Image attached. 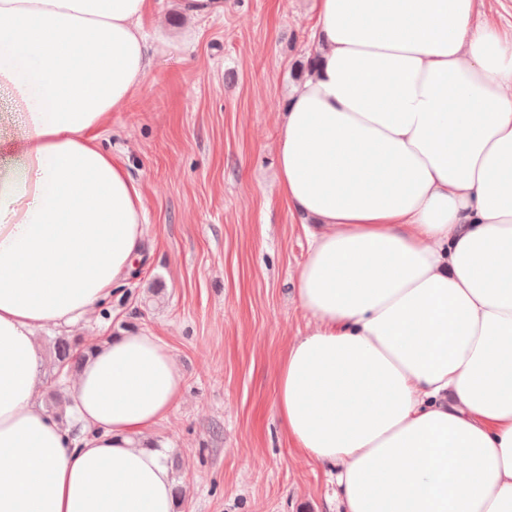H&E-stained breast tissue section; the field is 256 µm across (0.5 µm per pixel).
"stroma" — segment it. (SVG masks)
<instances>
[{
    "instance_id": "35a3bbf8",
    "label": "stroma",
    "mask_w": 512,
    "mask_h": 512,
    "mask_svg": "<svg viewBox=\"0 0 512 512\" xmlns=\"http://www.w3.org/2000/svg\"><path fill=\"white\" fill-rule=\"evenodd\" d=\"M152 13L165 43L102 132L143 188L140 274L106 314L37 340L164 338L185 375L153 432L179 459L176 512H336L326 469L290 448L275 411L279 359L307 325L294 285L307 240L278 196L273 143L317 51L311 0H224L223 14L194 19L154 0Z\"/></svg>"
}]
</instances>
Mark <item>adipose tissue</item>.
Segmentation results:
<instances>
[{
    "mask_svg": "<svg viewBox=\"0 0 512 512\" xmlns=\"http://www.w3.org/2000/svg\"><path fill=\"white\" fill-rule=\"evenodd\" d=\"M152 0H0V512H174L153 447L181 401L167 343L89 345L72 437L35 334L142 261L146 206L100 134L151 67ZM317 61L280 114V198L306 227L307 330L276 373L295 451L342 512H512V28L477 0H314ZM20 133V120L8 97L0 93V169L16 164L15 154L10 149L11 141Z\"/></svg>",
    "mask_w": 512,
    "mask_h": 512,
    "instance_id": "obj_1",
    "label": "adipose tissue"
}]
</instances>
